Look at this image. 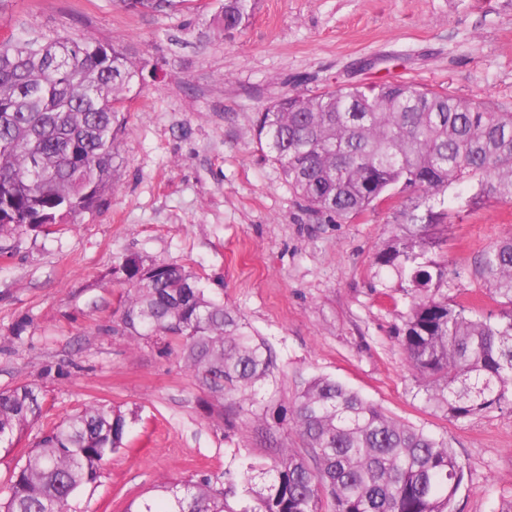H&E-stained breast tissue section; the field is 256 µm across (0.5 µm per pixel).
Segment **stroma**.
Listing matches in <instances>:
<instances>
[{"label":"stroma","mask_w":512,"mask_h":512,"mask_svg":"<svg viewBox=\"0 0 512 512\" xmlns=\"http://www.w3.org/2000/svg\"><path fill=\"white\" fill-rule=\"evenodd\" d=\"M223 2L0 0V31L117 43L142 74L114 159L117 191L69 228L0 238V390L44 393L41 418L0 447V497L44 433L92 404L138 419L74 512H125L199 472L223 480L240 448L261 458L300 447L284 423L244 413L225 426L177 352L130 345L112 269L135 254L184 266L238 313L276 358L278 399L314 375L342 381L466 463L456 512H501L512 503V411L455 421L418 395L397 334L405 306L393 301L395 279L375 274L393 209L314 219L249 129L287 92L396 80L510 112L512 0H256L249 22L221 37ZM445 205L435 233L448 245L432 256L460 271L448 294L465 301L484 290L474 260L512 231V203L453 186Z\"/></svg>","instance_id":"stroma-1"}]
</instances>
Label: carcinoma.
<instances>
[{"label": "carcinoma", "instance_id": "1", "mask_svg": "<svg viewBox=\"0 0 512 512\" xmlns=\"http://www.w3.org/2000/svg\"><path fill=\"white\" fill-rule=\"evenodd\" d=\"M255 0H224L223 32L252 15ZM138 69L124 50L89 38L0 41V237L65 225L115 190L113 160ZM253 137L278 163L315 217L363 215L398 192L428 202L468 182L475 199L512 203V112H493L444 90L398 81L288 92L257 113ZM405 222L376 258L407 302L398 336L425 404L468 419L512 409V232L475 259L486 296L448 297V264L431 257L444 213ZM113 275L126 288L125 335L177 345L199 384L225 399L231 423L261 404L276 369L270 347L200 278L174 263L128 256ZM42 414L31 386L0 391V445ZM288 421L305 448L264 459L248 449L207 475L161 485L159 501L126 512H454L466 465L445 441L388 415L339 380L314 376L289 405L261 415ZM124 413L89 406L42 437L11 477L0 512H72L127 432Z\"/></svg>", "mask_w": 512, "mask_h": 512}]
</instances>
